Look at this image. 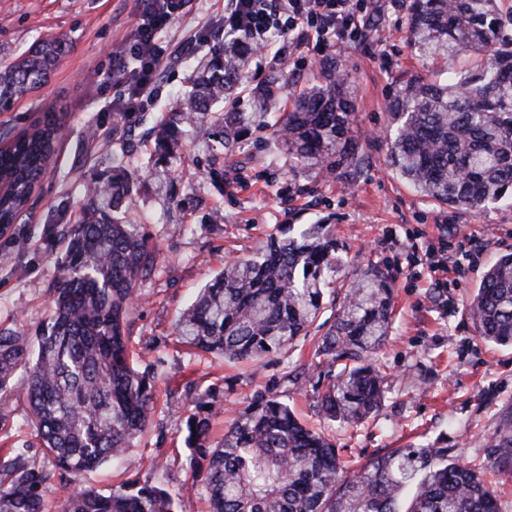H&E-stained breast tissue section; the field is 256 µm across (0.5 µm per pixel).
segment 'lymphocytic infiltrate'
Returning a JSON list of instances; mask_svg holds the SVG:
<instances>
[{
	"mask_svg": "<svg viewBox=\"0 0 512 512\" xmlns=\"http://www.w3.org/2000/svg\"><path fill=\"white\" fill-rule=\"evenodd\" d=\"M185 6L186 0H143V18L132 46L135 65L120 77L127 88L122 111L140 110L160 73L162 53L156 35ZM367 12L366 0H227L223 33L273 50L275 63L297 69L307 51L333 52L356 43Z\"/></svg>",
	"mask_w": 512,
	"mask_h": 512,
	"instance_id": "1",
	"label": "lymphocytic infiltrate"
}]
</instances>
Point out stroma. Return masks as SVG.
<instances>
[{"instance_id":"35a3bbf8","label":"stroma","mask_w":512,"mask_h":512,"mask_svg":"<svg viewBox=\"0 0 512 512\" xmlns=\"http://www.w3.org/2000/svg\"><path fill=\"white\" fill-rule=\"evenodd\" d=\"M383 27L352 45L341 70L355 91L357 129L364 164L352 179L303 194L304 179L288 159L269 153L268 132L252 137L243 168L223 187L202 176L210 162L205 135L182 139L191 176L174 174L170 188L154 178L157 159L147 130L166 112L207 52L222 47L224 0H189L185 13L158 35L167 52L155 90L133 119L130 137L113 138L121 119L114 101L123 91L113 76L129 62L128 45L142 18L141 0H0V50L20 53L38 39L67 34L70 50L46 83L0 114V130L17 135L44 112L61 115L66 133L55 146L49 172L20 223L0 232V325L31 329L50 314L49 286L61 270L62 232L81 212L88 181L124 160L140 194L133 223L160 249L156 275L138 291L129 315V349L139 368L155 372L157 411L137 440L141 480L176 493L187 512H206L201 483L192 479L186 419L192 401L211 387L223 392L224 413L213 424L221 435L230 411L247 406L260 390L285 395L315 427H327L350 466L383 448L443 442L453 458L489 463L491 441L512 436V347L482 342L467 305L486 269L512 252V208L452 210L422 197L396 178L387 133L393 127L388 101L396 81L422 73L404 31L405 11L396 0H378ZM221 223H210L213 213ZM332 217L344 242L336 282L347 288L369 265L388 266L395 280L396 311L390 337L373 360L386 376L385 399L356 429L325 425L310 383L286 382V373L313 369L315 341L266 358L260 367L187 355L174 335L180 313L225 261L262 249L278 224H308ZM476 240L479 259L463 274L440 278L438 261L456 258L459 243ZM27 373L11 383V410L0 422V448L35 443L25 422ZM126 478L121 465L105 464L56 480L45 495L47 512H60L77 490L107 492Z\"/></svg>"}]
</instances>
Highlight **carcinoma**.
Returning <instances> with one entry per match:
<instances>
[{"label":"carcinoma","instance_id":"1","mask_svg":"<svg viewBox=\"0 0 512 512\" xmlns=\"http://www.w3.org/2000/svg\"><path fill=\"white\" fill-rule=\"evenodd\" d=\"M506 0H409L405 34L414 55L442 67L430 79L398 84L388 103L396 128L389 166L422 196L454 210L512 205V38ZM69 48L63 36L36 41L0 67V104H11L46 81ZM254 54L245 37L224 42L196 69L190 89L148 134L157 150L181 159V127L218 136L223 156L205 173L224 184V167L253 128L272 130L304 190L352 178L362 161L351 135L355 100L336 61L322 80L281 98L288 84L273 77L252 89L255 111H212L246 81ZM480 59V68L451 78L448 62ZM60 122L53 112L0 149V224L28 206L48 170ZM134 190L127 168L91 180L82 217L67 225L61 274L52 285L51 314L34 331L0 327V405L15 371H29L26 420L39 441L0 454V512H43L44 493L59 476L79 475L130 448L154 418V376L134 368L128 316L137 288L157 272L159 255L129 222ZM343 246L328 219L277 224L264 253L224 265L184 310L175 333L189 349L229 361L260 362L306 336L329 303ZM393 313V276L367 267L350 282L315 350L317 406L330 423L358 427L381 406L385 376L372 362L386 342ZM468 314L483 341L512 347V253L485 271ZM219 392L194 401L186 445L192 477L210 512H500L483 467L460 463L434 444L387 448L346 474L335 443L305 427L288 401L267 390L234 412L220 440L211 420ZM490 467L512 469V437L493 440ZM107 494L84 490L61 512H186L166 489L143 483L138 469Z\"/></svg>","mask_w":512,"mask_h":512}]
</instances>
